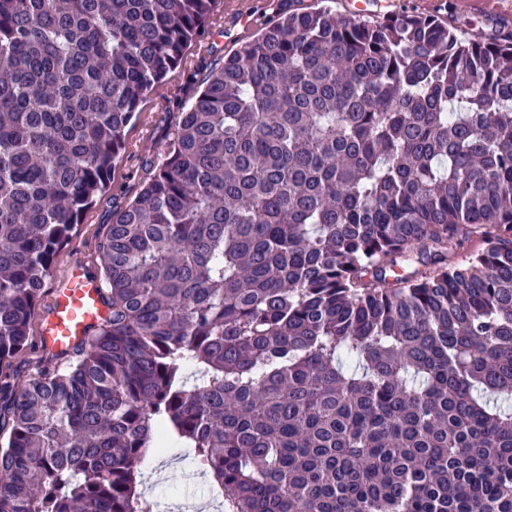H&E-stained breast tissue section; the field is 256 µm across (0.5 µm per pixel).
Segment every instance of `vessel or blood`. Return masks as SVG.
Wrapping results in <instances>:
<instances>
[{
  "label": "vessel or blood",
  "mask_w": 512,
  "mask_h": 512,
  "mask_svg": "<svg viewBox=\"0 0 512 512\" xmlns=\"http://www.w3.org/2000/svg\"><path fill=\"white\" fill-rule=\"evenodd\" d=\"M101 285L90 280L83 266L72 265L62 288L56 289L46 313L40 314L41 335L48 346L69 348L83 338L87 328L106 316Z\"/></svg>",
  "instance_id": "b4317fda"
}]
</instances>
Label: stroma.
Listing matches in <instances>:
<instances>
[{
  "label": "stroma",
  "mask_w": 512,
  "mask_h": 512,
  "mask_svg": "<svg viewBox=\"0 0 512 512\" xmlns=\"http://www.w3.org/2000/svg\"><path fill=\"white\" fill-rule=\"evenodd\" d=\"M386 13H424L446 22H470L471 36L483 34V22L494 31L512 35V0H383ZM319 0H241V8L253 17L251 25H241L236 10L220 0L208 26L193 42L183 68L172 72L151 94L127 133L129 149L119 161L110 188L97 197L77 225L71 240L57 253L46 280V293L59 288L74 261L87 271L99 266L98 242L113 212L131 202L150 176L165 160L168 136L178 114L195 93L211 67L250 41L265 26L292 12L318 7ZM196 463L179 447L165 455L144 459L141 472L145 497L161 506H173L191 498L205 499L209 489L204 479L195 478Z\"/></svg>",
  "instance_id": "obj_1"
}]
</instances>
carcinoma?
<instances>
[{
  "label": "carcinoma",
  "mask_w": 512,
  "mask_h": 512,
  "mask_svg": "<svg viewBox=\"0 0 512 512\" xmlns=\"http://www.w3.org/2000/svg\"><path fill=\"white\" fill-rule=\"evenodd\" d=\"M219 0H0V512H512V39L292 13L214 67L107 225V309L15 361L127 127ZM482 247L459 261L472 239ZM197 468L183 448H168L164 456L153 454L144 459L141 466L144 482L140 488L145 497L161 505L156 512H167L166 506L186 499H207L209 489L204 478L195 471ZM187 474L192 476L191 480ZM196 476L201 478H194Z\"/></svg>",
  "instance_id": "1"
}]
</instances>
